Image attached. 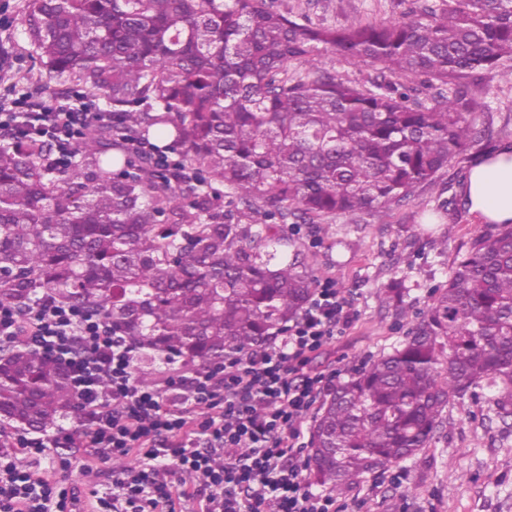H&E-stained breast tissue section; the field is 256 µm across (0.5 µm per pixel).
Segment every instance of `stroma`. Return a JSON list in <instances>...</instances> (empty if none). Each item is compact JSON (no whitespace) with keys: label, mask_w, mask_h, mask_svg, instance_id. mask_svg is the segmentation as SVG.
<instances>
[{"label":"stroma","mask_w":512,"mask_h":512,"mask_svg":"<svg viewBox=\"0 0 512 512\" xmlns=\"http://www.w3.org/2000/svg\"><path fill=\"white\" fill-rule=\"evenodd\" d=\"M441 0H276L281 12L315 24L339 26L361 19L387 23L414 4L437 6ZM23 0H0V107L12 95L30 93L55 106L43 93L46 71L16 29ZM478 135L450 160L436 185L418 187L409 201L379 213L330 215L297 232L310 257L315 279H332L351 304V322L311 366L354 375L389 351L410 332L448 282L458 260L486 228L464 203L462 187L474 158L512 143V81L486 77L476 88ZM405 284L401 307L384 301L390 281ZM444 425L415 459L364 475L339 503L349 512H512V424H503L482 393L464 406H450ZM14 429L0 431V451L12 452L31 470L80 491L81 512H96L98 498L112 494L113 462L91 448H48L32 459L14 445ZM76 462L58 468L59 458Z\"/></svg>","instance_id":"obj_1"}]
</instances>
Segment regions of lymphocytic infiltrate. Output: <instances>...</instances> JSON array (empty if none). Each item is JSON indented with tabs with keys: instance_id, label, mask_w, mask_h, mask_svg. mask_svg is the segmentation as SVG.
Listing matches in <instances>:
<instances>
[{
	"instance_id": "lymphocytic-infiltrate-1",
	"label": "lymphocytic infiltrate",
	"mask_w": 512,
	"mask_h": 512,
	"mask_svg": "<svg viewBox=\"0 0 512 512\" xmlns=\"http://www.w3.org/2000/svg\"><path fill=\"white\" fill-rule=\"evenodd\" d=\"M111 119L19 96L0 109V136H47L65 159L89 126ZM349 322L335 282L324 279L279 343L182 371L161 388L141 384L134 345L100 315L50 297L23 312L0 307V343L22 336L65 362L78 406L76 426L48 442L22 433L16 444L34 458L51 444L137 457L138 465L115 478L117 491L101 501L103 512H341L303 477L298 423L337 377L309 370L310 356ZM76 503L73 489L0 454V512H75Z\"/></svg>"
}]
</instances>
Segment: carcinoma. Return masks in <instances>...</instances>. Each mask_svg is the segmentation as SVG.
I'll return each instance as SVG.
<instances>
[{"mask_svg":"<svg viewBox=\"0 0 512 512\" xmlns=\"http://www.w3.org/2000/svg\"><path fill=\"white\" fill-rule=\"evenodd\" d=\"M18 24L53 92L83 86L112 124L66 164L46 137L0 143V305L48 296L104 315L139 344L146 384L161 364L273 340L314 285L281 225L436 184L475 137V81L512 78V0L338 27L268 0H24ZM327 50L374 67L371 86L320 65ZM437 83L448 91L420 101ZM168 152L179 164L163 170ZM477 389L512 416V224L487 225L411 335L329 394L310 474L343 494L416 457ZM76 417L63 364L0 344V426L50 434Z\"/></svg>","mask_w":512,"mask_h":512,"instance_id":"carcinoma-1","label":"carcinoma"}]
</instances>
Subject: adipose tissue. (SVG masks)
Here are the masks:
<instances>
[{
	"label": "adipose tissue",
	"mask_w": 512,
	"mask_h": 512,
	"mask_svg": "<svg viewBox=\"0 0 512 512\" xmlns=\"http://www.w3.org/2000/svg\"><path fill=\"white\" fill-rule=\"evenodd\" d=\"M471 213L490 224L512 222V145L476 158L463 186Z\"/></svg>",
	"instance_id": "adipose-tissue-1"
}]
</instances>
